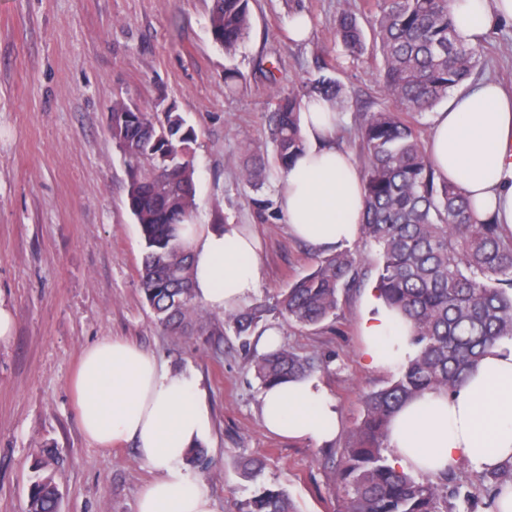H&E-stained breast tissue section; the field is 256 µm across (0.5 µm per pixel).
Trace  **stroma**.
I'll return each instance as SVG.
<instances>
[{
	"instance_id": "stroma-1",
	"label": "stroma",
	"mask_w": 512,
	"mask_h": 512,
	"mask_svg": "<svg viewBox=\"0 0 512 512\" xmlns=\"http://www.w3.org/2000/svg\"><path fill=\"white\" fill-rule=\"evenodd\" d=\"M211 0H0V306L13 329L0 339V512H27L43 449L62 461L59 512H136L155 474L133 443L103 449L82 434L70 380L83 349L104 336L154 353L169 370L194 376L205 392V463L218 512H237L263 488L281 487L296 512H340L345 490L325 447L268 434L260 419L262 386L223 313L173 335L144 300L138 270L144 242L126 205L127 161L109 131L114 101L152 115L174 107L196 132L195 221L241 224L259 240L256 302L268 313L260 330L281 345L326 361L316 376L335 398L343 447L364 417L366 394L398 376L363 357L360 322L381 248L356 240L365 285L316 327L288 323L275 304L289 282L321 255L297 240L276 201L281 174L268 167L261 190L241 177L247 145L272 151L265 122L278 94L301 89L338 65L348 98L339 132L358 151L354 116L365 103L388 107L379 66L352 58L334 20L346 0H250L251 28L234 57L214 43ZM309 17L307 41L293 40L295 14ZM480 74L512 85V23L479 45ZM238 77L225 84L224 72ZM271 201L258 215L252 198ZM260 456V476L245 478L243 458ZM483 474L448 470V512H485Z\"/></svg>"
}]
</instances>
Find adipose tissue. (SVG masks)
I'll list each match as a JSON object with an SVG mask.
<instances>
[{
  "label": "adipose tissue",
  "mask_w": 512,
  "mask_h": 512,
  "mask_svg": "<svg viewBox=\"0 0 512 512\" xmlns=\"http://www.w3.org/2000/svg\"><path fill=\"white\" fill-rule=\"evenodd\" d=\"M456 32L481 43L512 0H450ZM342 116L321 98L306 101L300 127L305 147L278 185L295 237L319 252L351 245L363 221L362 172L336 143ZM438 179L458 185L478 220L512 230V90L484 80L457 91L433 116L427 144ZM198 299L212 310L238 312L261 279L258 240L243 225L189 224ZM361 332L370 366L408 363L418 348L411 325L377 293L364 300ZM85 438L100 448L132 442L155 478L136 512H216L207 484L186 464L204 437V392L194 377L174 374L136 344L106 336L84 350L71 381ZM264 427L289 439L323 445L340 428L337 405L317 378H291L263 389ZM389 464L408 474L437 475L464 464L475 472L512 465V338L500 339L454 392L430 391L401 405L387 437Z\"/></svg>",
  "instance_id": "adipose-tissue-1"
}]
</instances>
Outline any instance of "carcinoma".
<instances>
[{
	"label": "carcinoma",
	"mask_w": 512,
	"mask_h": 512,
	"mask_svg": "<svg viewBox=\"0 0 512 512\" xmlns=\"http://www.w3.org/2000/svg\"><path fill=\"white\" fill-rule=\"evenodd\" d=\"M250 0H212L213 40L232 57L248 37ZM372 53L383 62V85L392 107L358 113L355 137L364 158L362 237L382 249L376 288L384 302L412 323L417 355L397 377L365 396V413L337 456V477L347 488L342 512H442L447 477L417 479L392 468L384 455L392 414L430 390L455 391L473 364L495 343L512 337V232L492 219L475 220L461 188L436 178L413 116L435 107L448 91L480 66L478 48L454 29L448 0H367ZM335 35L354 55L364 52L357 12L347 7ZM322 97L341 107L344 85L321 75L300 91L277 99L268 113L274 164L283 172L304 149L302 99ZM112 140L129 160L126 202L140 224L145 254L138 271L156 321L182 332L200 316L193 285L190 245L181 225L194 223V168L188 159L194 129L169 108L164 119L132 112L115 101ZM245 180L262 185L265 155L247 149ZM365 272L350 251L318 261L306 277L288 284L277 306L288 321L317 326L336 314L340 299L359 286ZM267 309L249 307L231 318L242 346ZM257 378L266 387L321 367L314 357L287 349L256 356ZM46 449L29 496V512H58L57 469ZM491 494L512 483V465L487 474ZM238 512H294L288 492L265 488Z\"/></svg>",
	"instance_id": "cac0c4a2"
}]
</instances>
